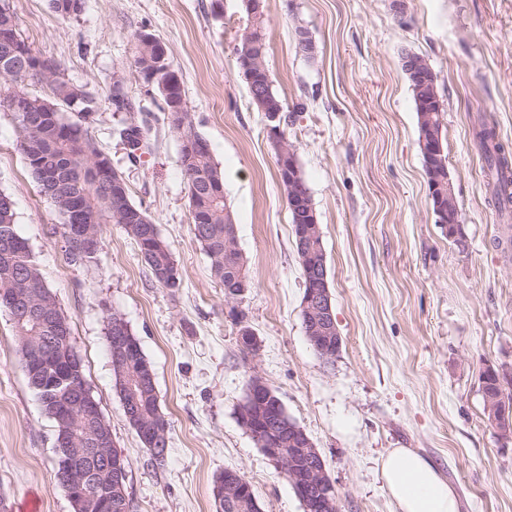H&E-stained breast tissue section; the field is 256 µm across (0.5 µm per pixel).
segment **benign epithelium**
I'll return each instance as SVG.
<instances>
[{
	"label": "benign epithelium",
	"instance_id": "7a95c632",
	"mask_svg": "<svg viewBox=\"0 0 512 512\" xmlns=\"http://www.w3.org/2000/svg\"><path fill=\"white\" fill-rule=\"evenodd\" d=\"M242 8L250 19L236 42L244 43L245 51L239 58L242 75L248 85L252 104L263 112L267 120V130L276 150L277 166L280 180L288 184V197L293 207L304 210L303 224L299 225L297 238L300 242V261L306 276L313 279L316 287L308 289L302 299V318L307 334L312 340L330 339L336 337V348H341L342 338L335 328L332 306V295L327 275L325 258H315L320 248L321 230L312 203L306 201L303 193V182L294 149L284 142L281 134L282 110L272 104L263 92V86L257 79L254 64V48L257 47L256 31L265 15L264 0H241ZM142 45L152 51L153 60L149 62L150 69L144 71L145 78H157L166 74L162 82V91L166 99V111L174 127L184 125L183 112L185 102L179 75L168 62V49L164 43L151 33L143 31L139 35ZM405 71L418 80L426 79L430 72L428 63L421 55H410L403 60ZM435 109L428 104L420 108L421 141L420 148L425 158L426 167L431 172L428 181L430 196L435 200V215L437 223L448 232V237L457 235L458 225L448 223V218L458 216L457 199L453 184L445 182L443 170L446 169L443 160L441 132L437 131V123L433 117ZM68 236L81 241L82 247L94 249L99 246V239L88 235L80 225L68 229ZM124 319L112 322V339L110 354L113 361L120 364L127 355L128 340ZM20 366L29 372L39 365L42 353L31 351L23 346L19 351ZM80 357L71 345L62 350L59 360V375L66 376L72 372V367L79 364ZM71 400L82 421H94L99 416V405L90 395L86 384H73ZM485 413L492 425L507 438L512 435V416L508 415L492 395L485 396ZM298 443L301 462L288 459L277 445L270 443L264 448V453L284 470L302 501L305 512H338L337 501L329 497L332 482L326 471L325 463L313 444L303 432L295 437ZM56 448V464L59 469L60 484L64 487L75 509V512H112V476L125 474V456L121 451L112 447V429L108 424H102L95 435L93 447L85 448L76 435L64 432L54 440Z\"/></svg>",
	"mask_w": 512,
	"mask_h": 512
}]
</instances>
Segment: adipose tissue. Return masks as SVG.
<instances>
[{"mask_svg": "<svg viewBox=\"0 0 512 512\" xmlns=\"http://www.w3.org/2000/svg\"><path fill=\"white\" fill-rule=\"evenodd\" d=\"M381 472L400 512H459L454 490L430 461L417 452L392 449L381 462Z\"/></svg>", "mask_w": 512, "mask_h": 512, "instance_id": "ef3b65f1", "label": "adipose tissue"}]
</instances>
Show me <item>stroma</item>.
<instances>
[{"instance_id": "obj_1", "label": "stroma", "mask_w": 512, "mask_h": 512, "mask_svg": "<svg viewBox=\"0 0 512 512\" xmlns=\"http://www.w3.org/2000/svg\"><path fill=\"white\" fill-rule=\"evenodd\" d=\"M25 43L59 63L98 101L89 133L131 200L158 224L178 290L160 287L120 225L102 227L93 263L70 264L60 218L0 111V191L14 204L44 280L68 318L87 385L127 462L132 512H216L213 483L227 468L251 483L261 512H304L283 469L242 425L238 406L260 375L311 438L338 493L339 512H399L380 475L394 448L428 459L460 512H512V439L484 412L482 374L512 398V251L494 244L506 219L487 185L476 133L493 118L512 150V0H265L266 61L276 93L300 105L283 137L316 210L342 346L325 361L301 315L302 269L266 119L236 61L248 23L239 0H84L63 19L49 0H10ZM315 45L302 54L297 28ZM168 48L197 132L224 173L250 288L228 298L193 233L180 135L160 93L134 68L135 36ZM424 56L437 76L447 166L466 239L437 224L402 57ZM120 87L132 112L110 102ZM144 125L137 160L119 131ZM118 311L151 362L170 423L155 465L123 412L106 344ZM250 327L258 348H242ZM55 427L18 364L0 311V496L10 512H73L55 477Z\"/></svg>"}]
</instances>
